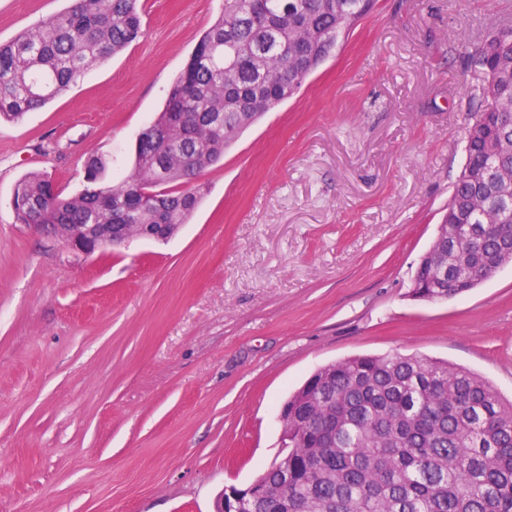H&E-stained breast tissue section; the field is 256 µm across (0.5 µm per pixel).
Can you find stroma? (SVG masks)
Instances as JSON below:
<instances>
[{
	"label": "stroma",
	"instance_id": "1",
	"mask_svg": "<svg viewBox=\"0 0 512 512\" xmlns=\"http://www.w3.org/2000/svg\"><path fill=\"white\" fill-rule=\"evenodd\" d=\"M69 0H0V42ZM144 35L0 122V512H212L278 455L277 407L318 367L419 354L512 399V266L410 297L482 91L468 45L512 0H376L292 98L199 178L164 243L90 255L17 223L25 175L79 193L136 138L224 0H140Z\"/></svg>",
	"mask_w": 512,
	"mask_h": 512
}]
</instances>
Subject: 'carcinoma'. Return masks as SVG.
I'll return each mask as SVG.
<instances>
[{"instance_id":"obj_1","label":"carcinoma","mask_w":512,"mask_h":512,"mask_svg":"<svg viewBox=\"0 0 512 512\" xmlns=\"http://www.w3.org/2000/svg\"><path fill=\"white\" fill-rule=\"evenodd\" d=\"M372 0H224L172 82L164 108L139 134L133 168L104 182L108 163L85 162L86 186L64 196L43 173L15 185L19 224L188 222L195 181L239 134L291 98ZM143 34L138 0H72L0 42V119L18 121L67 91L86 70ZM482 99L465 129L466 163L442 222L469 206L454 272L431 263L410 295L458 298L512 254V26L466 56ZM288 447L246 490H224V512H512V400L446 361L359 355L316 369L284 402Z\"/></svg>"}]
</instances>
